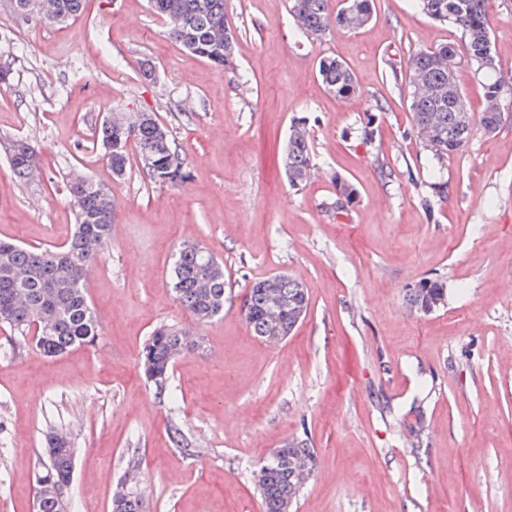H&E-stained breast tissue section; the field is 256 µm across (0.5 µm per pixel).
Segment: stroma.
<instances>
[{"label":"stroma","mask_w":512,"mask_h":512,"mask_svg":"<svg viewBox=\"0 0 512 512\" xmlns=\"http://www.w3.org/2000/svg\"><path fill=\"white\" fill-rule=\"evenodd\" d=\"M232 69L169 39L149 0H85L48 27L0 0V238L62 244L74 228L69 173L112 191L111 245L87 283L95 346L46 358L0 326V512H35L45 429L77 450L71 512H111L130 481L148 512H263L253 475L290 438L318 458L297 512H512V102L498 130L434 167L407 98V61L454 25L416 0H373L362 29L300 38L289 0H227ZM497 76L512 88V0H487ZM345 61L360 93L322 85V57ZM156 78L142 79L141 61ZM194 111H186V99ZM152 112L190 171L159 186L130 161L116 179L95 131L112 111ZM305 118L314 175L292 188L278 163ZM371 140H364L365 126ZM29 140L41 170L16 181L3 150ZM391 178H381L380 165ZM357 203L331 204L337 178ZM447 198L421 205L432 182ZM199 244L224 263V315L197 323L174 298L172 255ZM285 273L309 291L306 317L278 347L251 334L242 305L257 278ZM440 278L443 306L410 309ZM193 331L166 394L140 371L155 326ZM182 431L199 453H183ZM137 468H128L130 457ZM447 288L437 278L421 280L415 288L409 289L406 295L407 304L415 311L429 313L443 305Z\"/></svg>","instance_id":"obj_1"}]
</instances>
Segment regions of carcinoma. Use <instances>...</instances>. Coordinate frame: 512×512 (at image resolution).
Returning <instances> with one entry per match:
<instances>
[{"instance_id": "cac0c4a2", "label": "carcinoma", "mask_w": 512, "mask_h": 512, "mask_svg": "<svg viewBox=\"0 0 512 512\" xmlns=\"http://www.w3.org/2000/svg\"><path fill=\"white\" fill-rule=\"evenodd\" d=\"M52 11L42 19L54 24V16L77 18L83 0H52ZM431 18L449 22L464 35L466 63L485 79V107L479 115L469 111L458 81L448 73L456 70L453 46L421 50L408 61V100L419 142L437 161L461 151L475 127L491 134L501 122L494 100L507 93L496 78L495 56L487 54L491 28L485 0H416ZM227 0H151L152 9L168 24V35L193 54L216 67L233 65L237 31L227 19ZM292 16L301 20L298 34L321 39L331 26L347 31L363 28L371 20V0H342L331 10L329 0H291ZM325 88L341 99L358 95L359 86L349 66L327 56L319 61ZM96 141L112 168L122 178L127 173V146L136 147L142 172L155 184L175 185L188 177L186 159L173 147V136L155 114L144 112L139 121L117 122L108 118L96 131ZM9 162L14 176L27 182L40 171L38 151L29 142L10 144ZM312 147L305 124L295 122L281 155L289 184L303 186L311 172ZM74 210V231L64 245L27 247L0 239V324L23 336L45 357L63 355L77 347H92L101 327L86 291V270L108 249L112 226V191L84 174L71 175L66 184ZM357 192L348 181L336 179V210H349ZM172 290L179 305L197 321L206 323L224 314V266L198 244H183L174 253ZM447 288L437 278L421 280L409 289L407 304L429 313L444 304ZM243 304L245 322L263 342H280L305 317L308 289L286 274L276 273L254 282ZM185 333L167 325L153 329L139 351L147 382L156 391L166 390L174 359L198 349ZM45 459L35 492L37 512H70L66 490L76 458L70 437L57 432L44 436ZM317 468L315 449L292 439L273 449L255 475V487L264 512H293L297 500ZM111 512H146L142 495L118 493Z\"/></svg>"}]
</instances>
